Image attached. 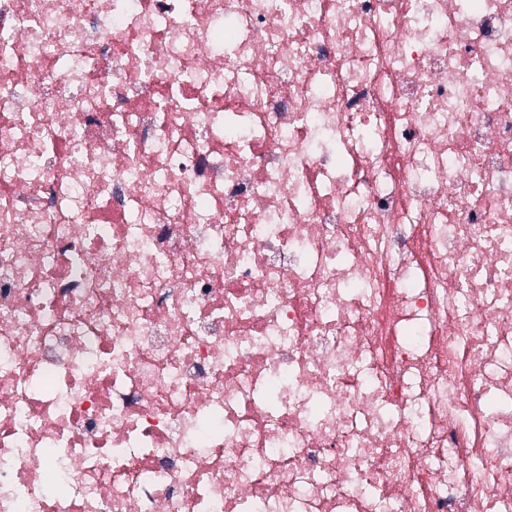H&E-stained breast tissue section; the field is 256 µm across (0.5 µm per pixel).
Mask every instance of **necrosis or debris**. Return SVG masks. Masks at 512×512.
Segmentation results:
<instances>
[{
	"mask_svg": "<svg viewBox=\"0 0 512 512\" xmlns=\"http://www.w3.org/2000/svg\"><path fill=\"white\" fill-rule=\"evenodd\" d=\"M0 512H512V0H0Z\"/></svg>",
	"mask_w": 512,
	"mask_h": 512,
	"instance_id": "necrosis-or-debris-1",
	"label": "necrosis or debris"
}]
</instances>
